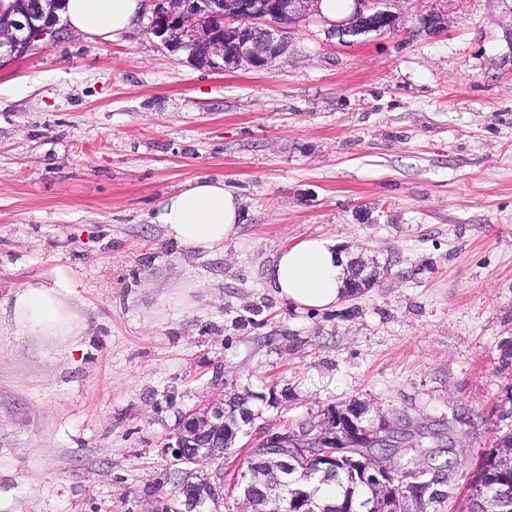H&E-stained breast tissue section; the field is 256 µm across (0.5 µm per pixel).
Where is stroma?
Returning a JSON list of instances; mask_svg holds the SVG:
<instances>
[{
    "mask_svg": "<svg viewBox=\"0 0 512 512\" xmlns=\"http://www.w3.org/2000/svg\"><path fill=\"white\" fill-rule=\"evenodd\" d=\"M355 44L289 26L266 67L215 74L146 31L65 30L0 68V296L62 274L91 334L68 359L0 337V512H175L186 473L233 470L266 434L363 403L449 432L462 512L512 429V6L396 0ZM220 177L239 241L178 256L165 194ZM333 236L377 279L299 315L264 279ZM246 394L223 459L167 451L182 416Z\"/></svg>",
    "mask_w": 512,
    "mask_h": 512,
    "instance_id": "obj_1",
    "label": "stroma"
}]
</instances>
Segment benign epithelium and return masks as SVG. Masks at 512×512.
Segmentation results:
<instances>
[{"mask_svg": "<svg viewBox=\"0 0 512 512\" xmlns=\"http://www.w3.org/2000/svg\"><path fill=\"white\" fill-rule=\"evenodd\" d=\"M152 4L147 31L160 38L171 51L187 52L188 62L214 73L263 68L286 46L282 21L298 23L319 11V0H149ZM353 12L332 23L331 33L344 43H354L371 33L395 28V13L377 0H353ZM59 0H32L25 9L14 13L0 9V67L59 39L62 28L58 19L46 17L58 11ZM368 263L356 259L350 263L351 274L345 285L352 287L372 280L362 276ZM362 404H350L340 411L330 409L308 430L286 431L263 438L262 443L276 449L244 471H236L241 487L243 512H284L281 484L292 478L302 455L314 448L324 449L309 457L311 476L326 479L336 474V464L350 458L347 440L340 435L343 426L357 430L366 447H375L392 435L393 420L382 413L369 415ZM254 414L249 398L241 396L222 401L203 413H193L178 427L172 454L187 465L204 459L222 458L234 445L243 427L252 424ZM383 500L390 498L393 480L385 469H366L360 459L353 461ZM218 483L208 478L184 479L177 484L180 512H200L207 501L224 487V471L217 472ZM447 474L442 470H424L423 480L406 487L405 496L425 512L427 498L447 495Z\"/></svg>", "mask_w": 512, "mask_h": 512, "instance_id": "1", "label": "benign epithelium"}]
</instances>
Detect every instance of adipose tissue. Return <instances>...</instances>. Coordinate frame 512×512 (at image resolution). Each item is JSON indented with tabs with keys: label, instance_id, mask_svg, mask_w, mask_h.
<instances>
[{
	"label": "adipose tissue",
	"instance_id": "1",
	"mask_svg": "<svg viewBox=\"0 0 512 512\" xmlns=\"http://www.w3.org/2000/svg\"><path fill=\"white\" fill-rule=\"evenodd\" d=\"M145 9L143 0H65L62 14L77 33L103 40L131 32ZM238 196L223 179L199 177L164 196L153 223L184 255H207L236 241L242 222ZM345 257L327 236L282 245L265 277L276 297L293 311L319 313L346 297ZM76 284L65 276L31 280L0 298V326L13 335L48 342L67 355L82 352L89 326L73 303Z\"/></svg>",
	"mask_w": 512,
	"mask_h": 512
}]
</instances>
